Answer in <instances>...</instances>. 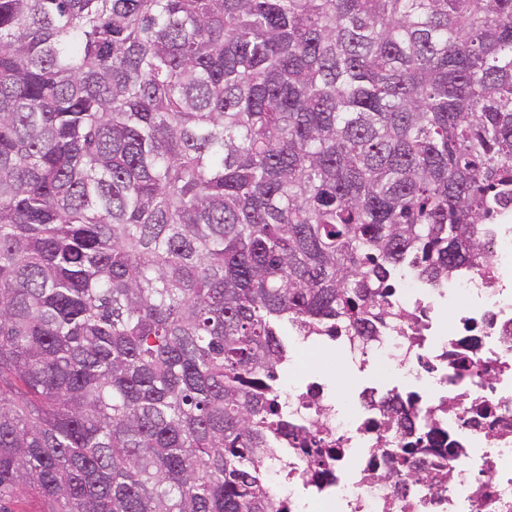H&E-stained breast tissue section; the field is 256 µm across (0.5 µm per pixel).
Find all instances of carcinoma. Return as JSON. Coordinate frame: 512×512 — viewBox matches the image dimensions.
<instances>
[{"label": "carcinoma", "mask_w": 512, "mask_h": 512, "mask_svg": "<svg viewBox=\"0 0 512 512\" xmlns=\"http://www.w3.org/2000/svg\"><path fill=\"white\" fill-rule=\"evenodd\" d=\"M509 202L512 0H0V512H284L288 331Z\"/></svg>", "instance_id": "carcinoma-1"}]
</instances>
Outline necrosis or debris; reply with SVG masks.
<instances>
[{
	"instance_id": "1",
	"label": "necrosis or debris",
	"mask_w": 512,
	"mask_h": 512,
	"mask_svg": "<svg viewBox=\"0 0 512 512\" xmlns=\"http://www.w3.org/2000/svg\"><path fill=\"white\" fill-rule=\"evenodd\" d=\"M487 232L488 256L440 287L404 271L397 320L346 331L349 363L377 367L347 408L313 380L279 392L330 449L316 462L282 442L268 470L285 512H512V208ZM423 429L433 440L407 465L387 455L391 431L406 444Z\"/></svg>"
}]
</instances>
